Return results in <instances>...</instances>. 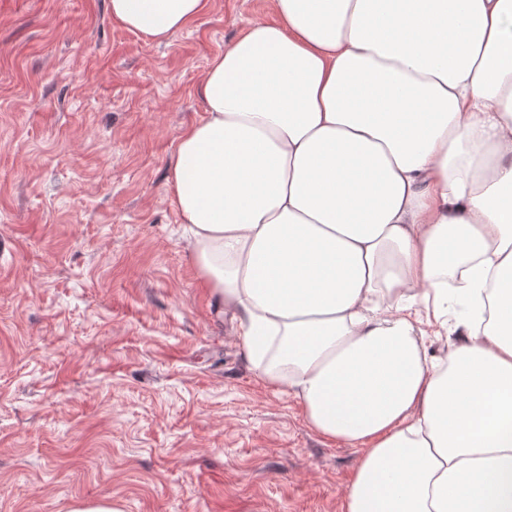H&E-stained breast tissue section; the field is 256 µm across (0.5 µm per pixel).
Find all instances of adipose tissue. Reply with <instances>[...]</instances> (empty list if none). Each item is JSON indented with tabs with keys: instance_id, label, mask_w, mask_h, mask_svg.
I'll return each mask as SVG.
<instances>
[{
	"instance_id": "obj_1",
	"label": "adipose tissue",
	"mask_w": 512,
	"mask_h": 512,
	"mask_svg": "<svg viewBox=\"0 0 512 512\" xmlns=\"http://www.w3.org/2000/svg\"><path fill=\"white\" fill-rule=\"evenodd\" d=\"M271 2L178 138L196 267L267 381L362 448L344 512H512V0ZM205 4L110 11L161 41Z\"/></svg>"
}]
</instances>
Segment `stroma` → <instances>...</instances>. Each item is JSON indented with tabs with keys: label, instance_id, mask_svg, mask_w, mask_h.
<instances>
[{
	"label": "stroma",
	"instance_id": "1",
	"mask_svg": "<svg viewBox=\"0 0 512 512\" xmlns=\"http://www.w3.org/2000/svg\"><path fill=\"white\" fill-rule=\"evenodd\" d=\"M271 0L158 43L109 0H0V512H343L361 449L268 384L174 202L210 61Z\"/></svg>",
	"mask_w": 512,
	"mask_h": 512
}]
</instances>
